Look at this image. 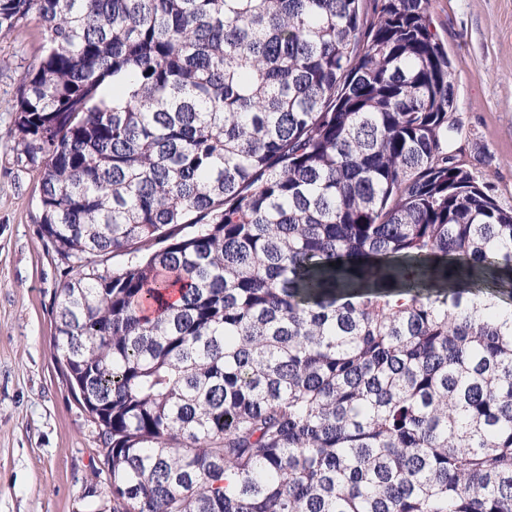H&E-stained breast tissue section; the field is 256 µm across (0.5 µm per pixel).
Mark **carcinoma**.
I'll return each instance as SVG.
<instances>
[{
	"mask_svg": "<svg viewBox=\"0 0 512 512\" xmlns=\"http://www.w3.org/2000/svg\"><path fill=\"white\" fill-rule=\"evenodd\" d=\"M99 512H512V206L430 0H0ZM127 261L109 268V256Z\"/></svg>",
	"mask_w": 512,
	"mask_h": 512,
	"instance_id": "1",
	"label": "carcinoma"
}]
</instances>
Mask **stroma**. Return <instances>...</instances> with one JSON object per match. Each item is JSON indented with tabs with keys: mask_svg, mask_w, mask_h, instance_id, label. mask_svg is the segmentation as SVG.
Wrapping results in <instances>:
<instances>
[{
	"mask_svg": "<svg viewBox=\"0 0 512 512\" xmlns=\"http://www.w3.org/2000/svg\"><path fill=\"white\" fill-rule=\"evenodd\" d=\"M431 10L452 60L455 146L512 205V0H431ZM41 43L32 21L0 37V512H81L101 466L53 346L64 269L37 222L40 172L15 145L21 78Z\"/></svg>",
	"mask_w": 512,
	"mask_h": 512,
	"instance_id": "1",
	"label": "stroma"
}]
</instances>
